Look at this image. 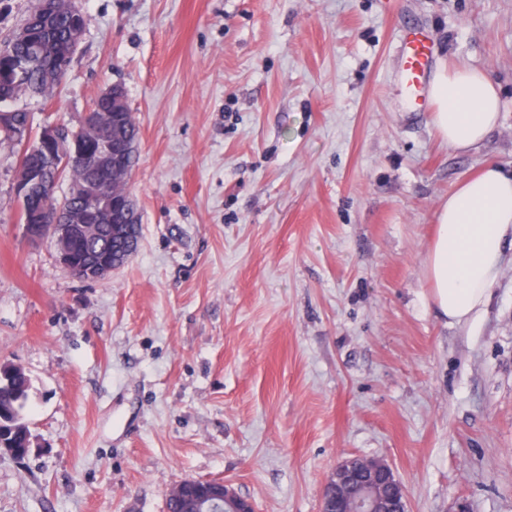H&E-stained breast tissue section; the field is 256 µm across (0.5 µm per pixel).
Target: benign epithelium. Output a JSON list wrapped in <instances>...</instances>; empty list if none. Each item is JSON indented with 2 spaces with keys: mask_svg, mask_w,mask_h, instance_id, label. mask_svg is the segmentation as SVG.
<instances>
[{
  "mask_svg": "<svg viewBox=\"0 0 512 512\" xmlns=\"http://www.w3.org/2000/svg\"><path fill=\"white\" fill-rule=\"evenodd\" d=\"M94 129L93 147L89 152L77 148L78 136H71V141L61 133L60 128L49 125L40 133L37 141L24 140L22 152L44 153L52 158L68 160L69 155H86L90 164L97 170L98 177L90 182L74 181L71 183V197H79L83 205L71 210L70 222L58 223L57 215L67 204L61 200L53 205L51 197L56 193L57 182L47 185L46 223L24 225L26 236L34 241L50 239L58 244L57 259L71 274L80 280H100L120 268V263L110 257H104L100 263L89 271L75 265L70 253L62 243L76 237L78 230L87 224H97L103 218H119V223L130 226L131 231H138L139 212L132 196L123 199L109 195L112 183L125 175L120 155L114 152L112 139L108 137L103 125L92 112L83 114L80 130ZM42 182L40 174L26 171L24 164H19V171L14 187L17 203H25L31 185ZM187 494L201 508L210 510L224 507V512H255L251 501L241 497L232 485L224 480H187L180 483ZM321 499L326 508L321 512H407V495L405 487L396 476L393 468L381 459H362L350 457L336 465L330 478L325 483Z\"/></svg>",
  "mask_w": 512,
  "mask_h": 512,
  "instance_id": "obj_1",
  "label": "benign epithelium"
}]
</instances>
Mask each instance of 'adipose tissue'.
<instances>
[{"label":"adipose tissue","instance_id":"1","mask_svg":"<svg viewBox=\"0 0 512 512\" xmlns=\"http://www.w3.org/2000/svg\"><path fill=\"white\" fill-rule=\"evenodd\" d=\"M433 125L449 148H473L497 127L500 93L483 69L441 67L430 87ZM512 247V171L486 162L439 209L424 267L431 300L442 318L474 321L485 306Z\"/></svg>","mask_w":512,"mask_h":512}]
</instances>
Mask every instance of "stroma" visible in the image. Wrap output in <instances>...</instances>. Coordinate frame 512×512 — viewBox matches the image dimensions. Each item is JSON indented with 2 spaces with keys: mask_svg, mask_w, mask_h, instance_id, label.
<instances>
[{
  "mask_svg": "<svg viewBox=\"0 0 512 512\" xmlns=\"http://www.w3.org/2000/svg\"><path fill=\"white\" fill-rule=\"evenodd\" d=\"M62 86L18 99L77 129L121 84L139 126V247L86 282L29 241L0 141V361L33 447L0 512H168L186 478L256 512H320L345 458L387 461L408 512H512V250L480 319L438 317L442 202L512 169V0H81ZM485 69L499 126L467 152L406 112L398 31Z\"/></svg>",
  "mask_w": 512,
  "mask_h": 512,
  "instance_id": "35a3bbf8",
  "label": "stroma"
}]
</instances>
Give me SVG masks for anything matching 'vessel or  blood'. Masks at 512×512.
I'll return each mask as SVG.
<instances>
[{
	"label": "vessel or blood",
	"instance_id": "b4317fda",
	"mask_svg": "<svg viewBox=\"0 0 512 512\" xmlns=\"http://www.w3.org/2000/svg\"><path fill=\"white\" fill-rule=\"evenodd\" d=\"M398 53L401 60L398 86L405 111H430L429 89L437 48L427 29L421 25L405 26L399 37Z\"/></svg>",
	"mask_w": 512,
	"mask_h": 512
}]
</instances>
